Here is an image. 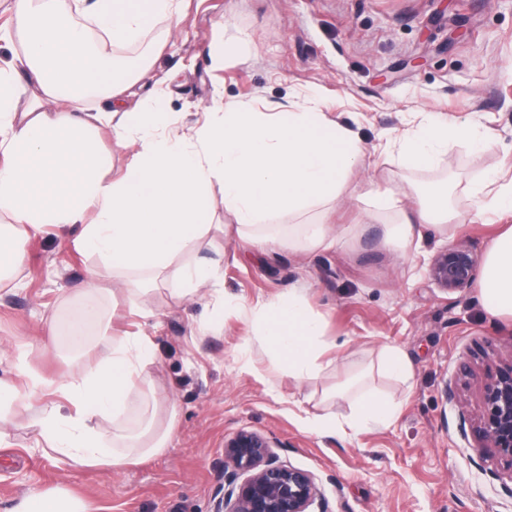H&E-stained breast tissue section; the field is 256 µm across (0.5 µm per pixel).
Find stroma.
<instances>
[{"instance_id":"stroma-1","label":"stroma","mask_w":512,"mask_h":512,"mask_svg":"<svg viewBox=\"0 0 512 512\" xmlns=\"http://www.w3.org/2000/svg\"><path fill=\"white\" fill-rule=\"evenodd\" d=\"M240 35L242 54L212 69V43ZM113 52L153 60L148 77L125 91L127 107L165 85L167 110L184 128L218 97L257 112L299 94L321 99L366 153L336 210V224L352 232L336 249L308 255L218 234L183 259L218 264L220 285L187 301L157 283L149 320L134 315L127 296L107 300L109 334L142 332L155 345L128 425L139 427L142 400L154 393L159 409H175L169 447L120 474L68 473L32 447L26 418H16L0 428V512H13L29 489L56 484L103 512H214L224 442L243 429L268 437L281 462L313 472L329 512H512V475L459 432L461 418L479 415L477 387L451 402L445 396L462 360L483 367L512 357V321L492 316L478 287L450 294L428 276L433 257L456 241L485 260L496 232L476 218L467 188L512 177V0H187L181 20L155 21L139 42ZM432 115L466 120L493 140L480 152L449 142L427 170L403 164L394 140ZM439 182L451 190L452 233L420 224L422 250L384 247V221L368 218L359 194L376 186L411 195ZM77 234L73 226L19 239L22 271L0 289V381L15 380L16 358L32 343L41 347L32 364L49 378L94 357L93 346L77 355L49 334L52 320L77 311V291L97 263L76 248ZM303 284L336 342L319 388L375 361L382 346L406 354L414 385L392 424L345 437L316 433L309 421L324 404L271 370L246 309Z\"/></svg>"}]
</instances>
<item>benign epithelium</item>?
<instances>
[{"mask_svg": "<svg viewBox=\"0 0 512 512\" xmlns=\"http://www.w3.org/2000/svg\"><path fill=\"white\" fill-rule=\"evenodd\" d=\"M477 259L463 244H450L432 260L429 276L449 293L472 287ZM480 415L461 435L479 450H489L512 471V359L484 373L479 384ZM224 495L215 512H328L314 473L278 461L271 441L240 430L224 441Z\"/></svg>", "mask_w": 512, "mask_h": 512, "instance_id": "1", "label": "benign epithelium"}]
</instances>
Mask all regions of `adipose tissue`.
Returning <instances> with one entry per match:
<instances>
[{
  "mask_svg": "<svg viewBox=\"0 0 512 512\" xmlns=\"http://www.w3.org/2000/svg\"><path fill=\"white\" fill-rule=\"evenodd\" d=\"M11 24L0 27V43L21 44L0 58V286L18 272L19 235L79 225L78 249L98 256L81 290L83 308L72 323L74 335L101 318V283L140 298L138 314L154 312L147 301L160 280L179 296L194 297L217 281L215 265L182 263L191 244L235 228L238 239L265 249L281 246L299 253L326 251L342 234L329 218L345 191L346 176L364 158L360 140L322 112L309 98L291 112H255L244 104L214 103L190 132L171 130L158 106L123 111L119 98L140 78L150 58L117 66L103 45L138 42L151 22L177 17L179 0H12ZM92 23L98 45L84 25ZM105 98V107L90 109ZM110 129L132 159L118 178H108L110 155L100 145V129ZM452 140L478 148L490 139L468 122L429 120L405 136L400 155L406 164L433 166ZM221 199H213V186ZM372 213L387 219L384 243L404 248L418 224L446 226L453 218L447 185L418 193L404 203L399 191H368L361 197ZM480 291L489 313L512 318V225L488 246ZM256 340L275 371L298 385H310L328 369L323 356L336 342L322 316L314 314L302 289L251 307ZM93 362L62 378H44L18 366L17 379L0 382V425L24 415L33 445L51 451L70 470L105 468L120 473L160 455L169 446L174 417L147 409L139 431L125 421L131 395L155 362L150 336H111L99 330ZM412 388L414 372L405 354L386 346L375 363L348 373L323 393L328 404L350 399L351 412L314 416V430L355 434L392 423L402 401L370 387L373 373ZM54 400L38 404L40 396ZM108 416L111 444L97 430ZM14 512H101L92 501L63 485L28 490Z\"/></svg>",
  "mask_w": 512,
  "mask_h": 512,
  "instance_id": "1",
  "label": "adipose tissue"
}]
</instances>
